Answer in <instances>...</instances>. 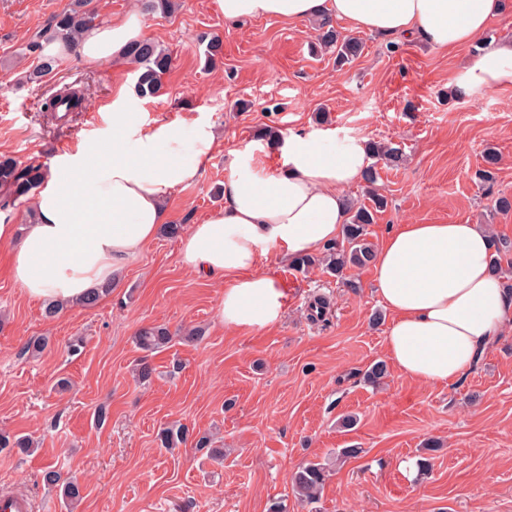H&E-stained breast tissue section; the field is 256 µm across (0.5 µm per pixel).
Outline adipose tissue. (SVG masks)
Returning a JSON list of instances; mask_svg holds the SVG:
<instances>
[{"label":"adipose tissue","mask_w":512,"mask_h":512,"mask_svg":"<svg viewBox=\"0 0 512 512\" xmlns=\"http://www.w3.org/2000/svg\"><path fill=\"white\" fill-rule=\"evenodd\" d=\"M225 22L276 18L291 23L339 21L353 30L423 36L440 49L478 40L501 13L500 0H215ZM137 10L84 29L75 46L47 41L48 56L73 54L90 66L123 57L143 40ZM467 92L512 86V33L456 76ZM182 130L146 125L112 103V134L55 159L35 199L36 223L18 234L0 223L12 252V277L34 301L82 303L168 223L175 188L196 182L218 141L213 124L195 122L193 146ZM371 163L365 145L330 143L325 133L289 137L284 167L261 173L253 152L236 156L224 181L223 207L190 225L180 240L182 265L224 280L219 316L226 329L257 332L277 326L288 295L260 263L318 253L336 241L347 220L348 188ZM493 232L482 224H400L371 265L375 293L393 320L385 357L402 376L453 386L494 343L512 332V284L491 265Z\"/></svg>","instance_id":"obj_1"}]
</instances>
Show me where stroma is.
Listing matches in <instances>:
<instances>
[{"label": "stroma", "instance_id": "stroma-1", "mask_svg": "<svg viewBox=\"0 0 512 512\" xmlns=\"http://www.w3.org/2000/svg\"><path fill=\"white\" fill-rule=\"evenodd\" d=\"M70 2L0 0V156L51 165L110 134L119 87L135 86L124 60L91 68L72 55L42 81H22L37 61L27 42ZM143 21L173 65L158 95L133 97L131 110L147 124L181 125L188 148L199 118L222 137L203 175L168 195L171 223H199L223 205L219 190L235 154L260 153V130L286 138L322 131L339 142H389L405 156L380 169L387 206L369 227L371 242L415 223L483 224L512 243V212L492 211L495 194L512 196V87L455 98L473 46L448 52L364 31L363 54L339 69L314 50L308 23L228 24L213 0H179L172 15ZM213 36L223 57L208 70L205 41ZM66 88L87 91L90 109L42 111ZM489 147L500 161L488 191L476 173ZM262 265L288 288L285 315L270 330L238 333L220 320V283L186 270L174 238L146 245L94 306L51 317L45 302L22 295L0 258V433L39 443L28 454L0 448V493L29 494L34 512H271L278 503L285 512H512V333L455 387L423 385L393 369L374 386L363 374L383 359L392 316L371 268L349 270L361 284L354 292L322 269L301 273L274 254ZM319 294L330 307L314 322L308 305ZM150 324L167 327L173 341L148 355L134 336ZM193 327L201 339L185 337ZM41 338L46 349L27 352ZM143 359L154 369L145 382L132 373ZM347 415L353 427H342ZM174 422L191 440L170 452L158 433ZM203 436L223 449V460L196 447ZM432 439L439 449L428 448ZM349 447L358 456L336 462ZM411 458L432 467L402 469ZM311 461L329 464L330 475L318 503L306 505L289 474ZM49 465L79 484L73 510L45 486Z\"/></svg>", "mask_w": 512, "mask_h": 512}]
</instances>
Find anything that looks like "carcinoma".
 <instances>
[{
	"label": "carcinoma",
	"mask_w": 512,
	"mask_h": 512,
	"mask_svg": "<svg viewBox=\"0 0 512 512\" xmlns=\"http://www.w3.org/2000/svg\"><path fill=\"white\" fill-rule=\"evenodd\" d=\"M143 10L148 14H170L176 7V0H142ZM99 18L97 6L93 0H74L73 6L52 15L44 28L38 32L35 39L27 45V51L35 52L40 47V40L55 39L65 44L75 42L85 27L95 23ZM318 45L336 52V62L349 63L363 54L364 43L356 37H343L329 22L316 24ZM126 57L136 73L135 90L141 97L156 95L162 86V78L169 71L172 63L171 55L151 39H145L130 45ZM57 68V60L42 57L29 70L25 79L34 83L42 80ZM370 156L379 158L391 167H397L404 161L399 149L390 145L368 144ZM485 168L479 170L478 178L481 183L491 185L494 182V169L498 164V154L488 151L483 156ZM48 175L47 167L41 164L24 163L13 157H0V191L4 193L1 208L9 204L26 200L32 196ZM372 206L349 203L348 218L343 226L341 239L324 247L323 255H303L293 260L294 268L299 272H307L316 265H322L325 270L338 279H344L345 272L350 268H366L373 263L375 249L368 241V227L374 223V214L386 208L385 197L372 194ZM512 246L496 240L494 253L495 269L504 274L512 271V265L503 268L502 262ZM171 332L163 326H144L135 336L138 347L147 352L160 351L172 342ZM189 430L180 425L165 427L158 439L164 448H175L188 441ZM329 470L320 462H309L291 473L289 481L300 499L308 504H314L320 499V494L328 477ZM43 481L50 487H62V497L73 501L80 497V487L73 481L61 483L59 472L49 465L44 469Z\"/></svg>",
	"instance_id": "carcinoma-1"
}]
</instances>
